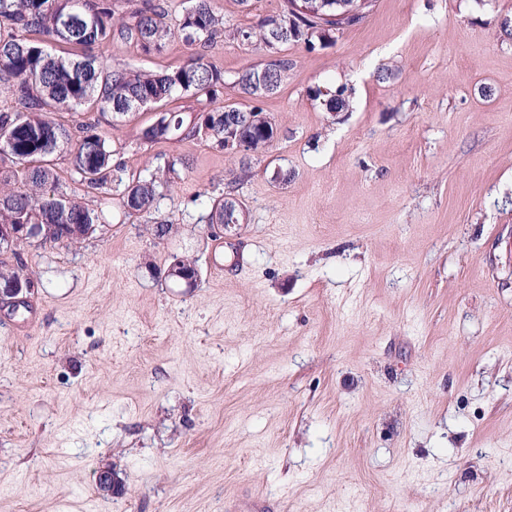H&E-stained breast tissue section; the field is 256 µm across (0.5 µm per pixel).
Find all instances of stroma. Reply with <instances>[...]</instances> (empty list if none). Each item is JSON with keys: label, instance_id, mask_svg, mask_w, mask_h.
<instances>
[{"label": "stroma", "instance_id": "stroma-1", "mask_svg": "<svg viewBox=\"0 0 512 512\" xmlns=\"http://www.w3.org/2000/svg\"><path fill=\"white\" fill-rule=\"evenodd\" d=\"M283 3L213 0L224 103L269 61L233 30ZM506 16L512 0H373L334 43L283 46L261 102L277 136L246 176L205 140L136 147L150 112L86 113L128 174L187 166L160 189L165 238L118 213L80 250L9 256L35 286L0 298V512H512ZM101 54L188 58L177 39ZM217 190L247 212L219 242L200 221ZM176 255L196 287L167 279ZM258 68L262 67H249L240 73H238L235 83L238 86L241 93L250 100L260 101L262 98L275 93L282 83L283 73L288 70V60L275 58L270 61V63L266 64L265 67L271 74L277 77L278 82L276 86L272 89L269 84V77L264 69L260 70L258 76L256 78V85L262 89L263 91H267L268 93L264 95H258L256 92V87L253 83V72L258 70Z\"/></svg>", "mask_w": 512, "mask_h": 512}]
</instances>
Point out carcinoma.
<instances>
[{
	"mask_svg": "<svg viewBox=\"0 0 512 512\" xmlns=\"http://www.w3.org/2000/svg\"><path fill=\"white\" fill-rule=\"evenodd\" d=\"M169 0H140L126 17H115L112 0H0V225L53 224L44 234L18 231L11 243H0V254L19 246L68 247L83 243L111 220V204L124 216H149L160 195L156 178H124L114 161L123 146L79 120L84 112L122 118L158 106L178 93L200 110L157 112L137 137L141 145L206 139L224 147L225 106H217L222 72L202 48L214 49L224 31V16L211 0H185L175 25L168 24ZM275 16L254 28L237 29L243 42L267 49ZM330 21L298 16L288 27L284 44L300 43L312 51L334 41ZM119 38L144 51H161L172 38L189 50L185 64L158 72L124 65H106L90 53ZM59 46L51 52L47 44ZM255 68L238 73L235 83L250 100L259 101L253 83ZM66 154L71 180L87 193L103 195V206L90 210L68 193L57 171V156ZM221 195L206 224L224 223ZM32 284L23 273L0 261V288Z\"/></svg>",
	"mask_w": 512,
	"mask_h": 512,
	"instance_id": "obj_1",
	"label": "carcinoma"
}]
</instances>
